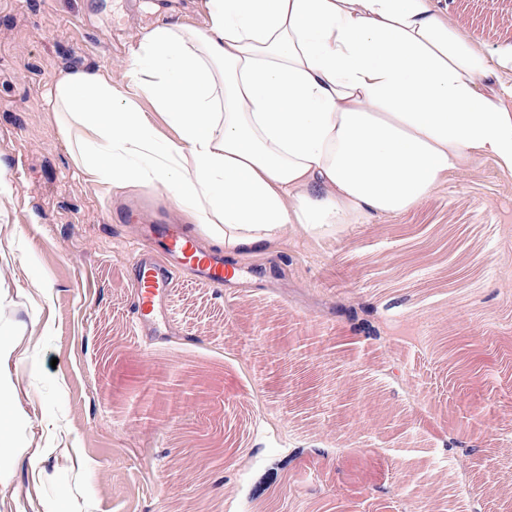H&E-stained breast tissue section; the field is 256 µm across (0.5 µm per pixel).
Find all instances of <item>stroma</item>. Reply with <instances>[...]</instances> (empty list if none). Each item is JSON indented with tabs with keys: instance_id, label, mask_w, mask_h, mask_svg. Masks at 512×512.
<instances>
[{
	"instance_id": "stroma-1",
	"label": "stroma",
	"mask_w": 512,
	"mask_h": 512,
	"mask_svg": "<svg viewBox=\"0 0 512 512\" xmlns=\"http://www.w3.org/2000/svg\"><path fill=\"white\" fill-rule=\"evenodd\" d=\"M446 5L490 50L512 44V0ZM171 22L205 28L203 0H0V328L21 358L0 435L58 449L40 488L22 469L0 480V512H512V174L481 157L397 217L334 237L289 227L235 257L241 282L181 271L142 315L134 216L194 229L163 188L77 167L45 96L62 68L124 82L143 35ZM39 285L52 302L36 325ZM358 303L384 309L387 344L330 354ZM448 339L477 374H458ZM314 376L297 408L289 386ZM457 434L481 443L460 497L443 447ZM297 447L311 454L283 486L253 491Z\"/></svg>"
}]
</instances>
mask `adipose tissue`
<instances>
[{
    "label": "adipose tissue",
    "mask_w": 512,
    "mask_h": 512,
    "mask_svg": "<svg viewBox=\"0 0 512 512\" xmlns=\"http://www.w3.org/2000/svg\"><path fill=\"white\" fill-rule=\"evenodd\" d=\"M439 4L205 0L207 27L149 30L122 87L60 70L49 110L77 165L163 188L225 255L292 224L336 235L423 205L476 158L512 173V46L488 53Z\"/></svg>",
    "instance_id": "obj_1"
}]
</instances>
